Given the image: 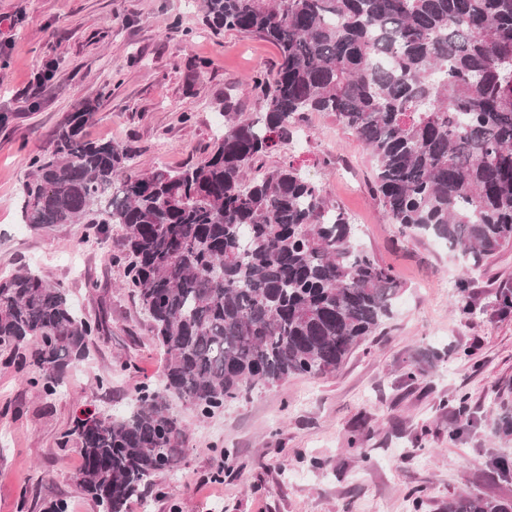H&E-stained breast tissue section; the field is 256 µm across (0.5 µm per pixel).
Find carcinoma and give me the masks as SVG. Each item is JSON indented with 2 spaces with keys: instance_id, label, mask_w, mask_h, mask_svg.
<instances>
[{
  "instance_id": "carcinoma-1",
  "label": "carcinoma",
  "mask_w": 512,
  "mask_h": 512,
  "mask_svg": "<svg viewBox=\"0 0 512 512\" xmlns=\"http://www.w3.org/2000/svg\"><path fill=\"white\" fill-rule=\"evenodd\" d=\"M215 34L278 49L273 80H254L263 112L224 103L198 164L133 171L134 150L93 141L95 108L69 113L30 162L20 217L35 228L123 229L108 255L163 349L159 381L122 411L66 432L79 485L100 512H125L150 478L179 467L187 427L174 399L215 411L292 375L337 371L393 314L401 284L355 242L356 228L291 164L247 179L309 112H328L375 163L374 192L392 224L433 236L464 271L512 247V0H201ZM61 283L35 269L0 277V352L27 342L46 396L106 333ZM448 512H512L466 495Z\"/></svg>"
}]
</instances>
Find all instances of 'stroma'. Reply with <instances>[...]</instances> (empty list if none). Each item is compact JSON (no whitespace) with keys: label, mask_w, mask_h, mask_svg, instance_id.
<instances>
[{"label":"stroma","mask_w":512,"mask_h":512,"mask_svg":"<svg viewBox=\"0 0 512 512\" xmlns=\"http://www.w3.org/2000/svg\"><path fill=\"white\" fill-rule=\"evenodd\" d=\"M0 274L35 268L62 283L111 331L89 342L53 396L27 384L33 369L0 355V512H98L78 486L82 459L65 441L80 411L127 406L157 382L165 356L151 338L124 269L107 261L122 235L82 224L33 229L19 198L31 158L69 112L89 102L88 138L135 148V171L178 168L211 150L224 95L261 111L255 76L272 78L277 49L235 31L213 34L187 0H0ZM290 162L351 217L361 246L395 272L392 318L335 373L292 376L202 418L176 400L190 428L163 496L136 512H448L463 493L512 502V248L462 274L453 251L390 223L371 188L374 161L326 112L309 113L296 139L266 155ZM477 308H452L459 293ZM106 386H98V379ZM465 399L469 420L457 415ZM228 458H221V451Z\"/></svg>","instance_id":"stroma-1"}]
</instances>
